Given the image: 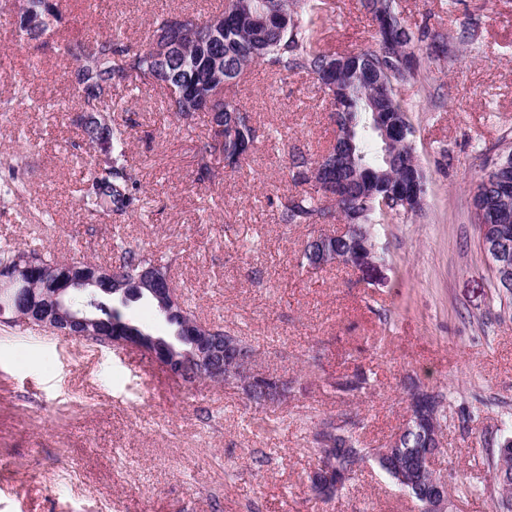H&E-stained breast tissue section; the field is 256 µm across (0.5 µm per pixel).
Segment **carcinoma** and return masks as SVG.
Masks as SVG:
<instances>
[{
	"instance_id": "1",
	"label": "carcinoma",
	"mask_w": 512,
	"mask_h": 512,
	"mask_svg": "<svg viewBox=\"0 0 512 512\" xmlns=\"http://www.w3.org/2000/svg\"><path fill=\"white\" fill-rule=\"evenodd\" d=\"M62 0H0V15L17 11L20 17L37 11L46 14L49 22L31 35L22 23L19 32L30 41L55 32L63 20ZM375 27L374 41L357 52L330 54L320 46L319 29L327 16L326 0H224V8L201 20L209 25L221 24L224 43L220 53L219 71L233 81L252 65L263 62L281 75L307 73L317 77L324 92L333 95L330 118L340 137L329 149L334 169L316 175L320 185L279 200V221L282 224H324L340 215L347 230L331 240L332 248L343 254H355L363 244L374 246V226L388 224L401 211L421 207L427 192L426 177L418 163L410 136H402L388 154H383L377 128L411 130L408 109L399 96L401 85L417 75L418 61L409 51L412 35L399 10L398 0H361ZM167 17L154 23L146 44L132 51L122 46L120 32L92 43L67 42L63 51L78 62L79 80L72 84L86 112L79 119L81 130L95 152V168L77 190L85 211L96 216L110 217L132 209L137 202L135 178L126 156L127 127L110 121L104 134L91 127L87 117L112 110V92L120 86L140 81L167 91V108L179 119L188 121L200 111L197 96L209 93L219 81L200 70V62L212 54L204 29L195 27L183 36L186 53L167 66L147 62L150 46L163 38ZM418 40L427 43L435 53L451 52L447 34L425 19L418 28ZM208 136L195 155L197 179H216L220 172L210 164L214 126L224 125L221 150L231 169H237L257 141L258 130L250 114L227 96H222L208 113ZM314 160L301 150L290 155L289 174L296 185L310 182L307 172ZM336 182L337 198L330 200L323 189ZM486 203L501 219L512 222V195L501 198L491 188ZM35 262L41 271L51 270L48 278L32 276L25 280L26 293L42 304H48L56 278L68 272L69 264L91 267L93 263L72 258L55 260L35 250L25 251L10 245L0 247V268L5 270ZM119 280L105 284L107 290L126 287L145 267L153 268L162 283L173 287L169 262L141 250L119 246L111 264ZM98 334L81 336L80 324L71 327L76 338L102 347L112 345V323L128 322L131 335L151 334V331L128 320L126 314L112 308L101 296L98 307ZM367 385L364 372L357 371L331 383L338 393L355 394ZM345 436H336L320 448L318 462L334 460L353 479L356 470L349 467L352 453L361 441L354 432L339 426Z\"/></svg>"
}]
</instances>
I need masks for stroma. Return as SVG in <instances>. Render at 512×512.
Wrapping results in <instances>:
<instances>
[{
    "mask_svg": "<svg viewBox=\"0 0 512 512\" xmlns=\"http://www.w3.org/2000/svg\"><path fill=\"white\" fill-rule=\"evenodd\" d=\"M99 2L91 14L69 0L58 33L37 48L0 17L14 69L0 76V183L14 174L26 185L0 193V244L24 247L45 211L59 258L107 265L118 240L172 258L193 314L250 345L257 369L292 389L259 408L234 385L185 386L137 349L0 321V512H418L371 461L327 503L308 479L324 418L351 419L364 447H384L414 383L444 397L439 463L460 512H504L493 468L512 434V301L496 295L472 194L512 148V0H399L409 27L431 15L452 51L416 43L419 74L399 89L428 191L421 211L380 227L377 283L341 264L304 265L306 242L343 222L278 221L279 199L296 191L291 152L314 158L336 137L329 99L307 74L251 67L233 93L259 137L212 183L194 166L207 114L184 122L162 89L121 88L112 116L129 126L137 207L110 218L82 209L75 186L93 150L75 126L83 106L63 39L89 42L117 26L136 49L157 18L204 15L222 0ZM373 35L358 0H329L323 49L357 50ZM357 370L365 390L332 391V379Z\"/></svg>",
    "mask_w": 512,
    "mask_h": 512,
    "instance_id": "stroma-1",
    "label": "stroma"
}]
</instances>
